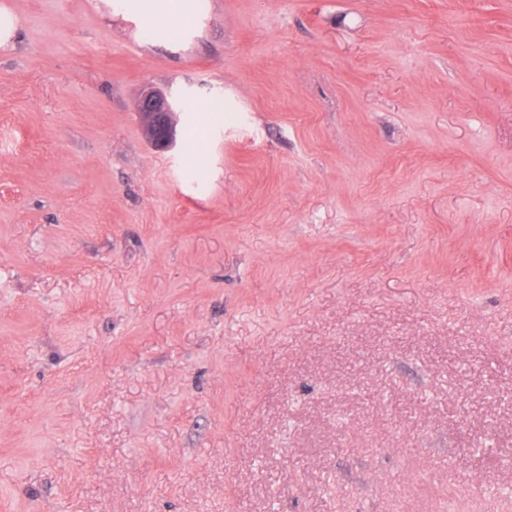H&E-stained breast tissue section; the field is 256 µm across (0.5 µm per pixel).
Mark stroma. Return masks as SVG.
<instances>
[{"mask_svg": "<svg viewBox=\"0 0 512 512\" xmlns=\"http://www.w3.org/2000/svg\"><path fill=\"white\" fill-rule=\"evenodd\" d=\"M4 2L0 512H512V0ZM110 13L123 15L126 19L138 22L147 31V42L158 43V38L168 36V30L159 28L154 32L148 30L150 22L159 16L184 15L188 12L193 17L202 13L205 5L199 0H104ZM18 21L7 7H0V51H9L15 47ZM182 111L178 99L149 90L138 101L144 132L155 148L170 151L177 145L176 112Z\"/></svg>", "mask_w": 512, "mask_h": 512, "instance_id": "1", "label": "stroma"}]
</instances>
